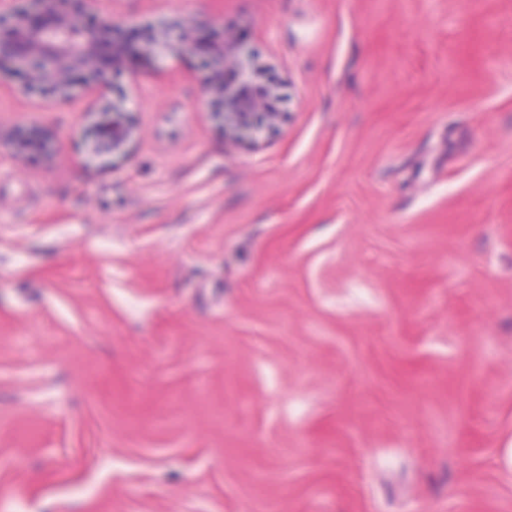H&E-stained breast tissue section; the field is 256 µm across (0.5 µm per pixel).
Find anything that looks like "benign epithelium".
<instances>
[{
	"instance_id": "benign-epithelium-1",
	"label": "benign epithelium",
	"mask_w": 512,
	"mask_h": 512,
	"mask_svg": "<svg viewBox=\"0 0 512 512\" xmlns=\"http://www.w3.org/2000/svg\"><path fill=\"white\" fill-rule=\"evenodd\" d=\"M0 0V66L10 65L25 76V90L46 93L61 103L72 95V78L79 73L89 91H97L109 78L121 73L127 59L141 53L163 52L182 56L197 48L192 28L175 23L157 31L145 45L122 40L113 24H84L97 0H30L31 8L6 20L8 3ZM237 36L223 33L219 41L200 54L211 75L205 84L212 115L224 126L232 144L250 143L273 132L283 113L269 110L274 89L253 90L254 81L241 60ZM83 145L94 159L122 160L137 135L135 116L122 100H101L92 113ZM4 140L19 158L52 157L57 152L55 134L38 124L20 125Z\"/></svg>"
}]
</instances>
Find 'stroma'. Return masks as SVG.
Segmentation results:
<instances>
[{"mask_svg": "<svg viewBox=\"0 0 512 512\" xmlns=\"http://www.w3.org/2000/svg\"><path fill=\"white\" fill-rule=\"evenodd\" d=\"M242 34L289 120L231 147L196 55L128 61L117 166L0 69V512H512V0H102ZM4 140L13 154L23 159L53 157L57 152L55 134L38 124L17 126L5 135Z\"/></svg>", "mask_w": 512, "mask_h": 512, "instance_id": "obj_1", "label": "stroma"}]
</instances>
